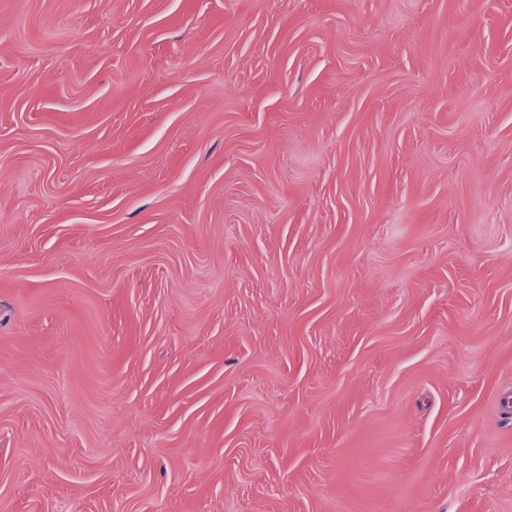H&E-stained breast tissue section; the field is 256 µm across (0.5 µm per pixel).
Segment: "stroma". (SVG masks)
<instances>
[{"instance_id": "1", "label": "stroma", "mask_w": 512, "mask_h": 512, "mask_svg": "<svg viewBox=\"0 0 512 512\" xmlns=\"http://www.w3.org/2000/svg\"><path fill=\"white\" fill-rule=\"evenodd\" d=\"M512 0H0V512H512Z\"/></svg>"}]
</instances>
